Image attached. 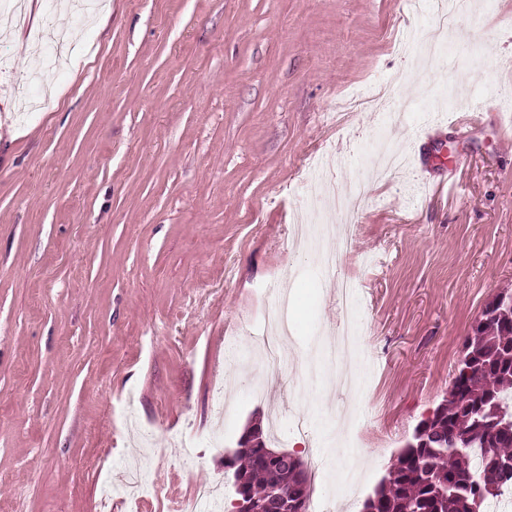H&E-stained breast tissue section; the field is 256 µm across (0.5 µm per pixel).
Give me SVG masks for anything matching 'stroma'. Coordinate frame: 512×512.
Returning <instances> with one entry per match:
<instances>
[{
    "instance_id": "stroma-1",
    "label": "stroma",
    "mask_w": 512,
    "mask_h": 512,
    "mask_svg": "<svg viewBox=\"0 0 512 512\" xmlns=\"http://www.w3.org/2000/svg\"><path fill=\"white\" fill-rule=\"evenodd\" d=\"M473 2L425 61L435 0H25L0 31V512H176L199 483L231 512L224 462L255 421L360 512L326 453L344 393L292 365L342 318L292 226L323 178L365 184L331 222L372 259L351 268L368 494L512 289V0ZM49 9L80 47L50 69L26 33ZM383 140L405 168L379 170ZM294 288L255 394L244 328Z\"/></svg>"
}]
</instances>
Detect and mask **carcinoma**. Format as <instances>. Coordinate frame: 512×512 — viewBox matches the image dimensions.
<instances>
[{
    "instance_id": "cac0c4a2",
    "label": "carcinoma",
    "mask_w": 512,
    "mask_h": 512,
    "mask_svg": "<svg viewBox=\"0 0 512 512\" xmlns=\"http://www.w3.org/2000/svg\"><path fill=\"white\" fill-rule=\"evenodd\" d=\"M470 370H457L440 417L425 440L404 448L387 481L373 494L374 512H485L489 500L512 491V321L483 307L465 336ZM483 462L473 470V448ZM247 478L251 497L263 500L279 474L253 452L226 464ZM308 475L288 477V500L306 509Z\"/></svg>"
}]
</instances>
